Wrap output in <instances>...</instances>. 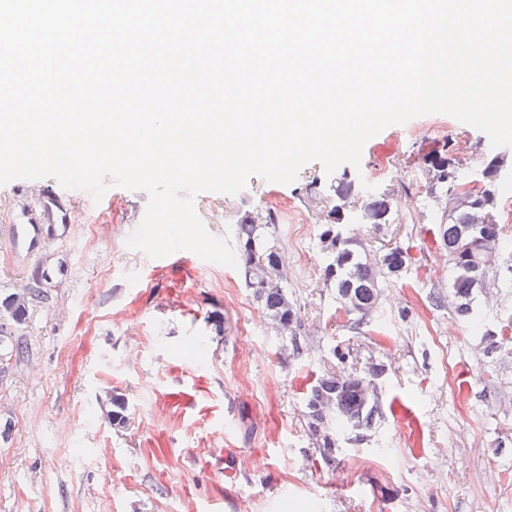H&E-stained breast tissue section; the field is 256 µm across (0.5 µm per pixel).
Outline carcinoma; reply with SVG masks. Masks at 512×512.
<instances>
[{"label":"carcinoma","mask_w":512,"mask_h":512,"mask_svg":"<svg viewBox=\"0 0 512 512\" xmlns=\"http://www.w3.org/2000/svg\"><path fill=\"white\" fill-rule=\"evenodd\" d=\"M424 204L439 212L438 242L448 254L449 297L456 313L472 329L481 332L486 317L475 306L479 288L476 282L491 283L496 289L512 288L509 276L489 281L500 257L512 253V238L504 233L496 214L498 189L490 188L482 198L456 191V184L469 179L465 148L449 139L442 150L423 158ZM310 204L321 213L323 230L319 235L324 254L326 282L336 289L340 307L356 318L359 325L379 316L383 284L401 281L412 265L409 248L394 245L377 257L366 253L357 240L343 234L340 224L331 220L341 207H360L366 224H389L396 211L393 196L379 188L368 191L362 181L348 171L336 175L329 184L316 181L308 187ZM275 218L259 209L241 213L234 231L237 264L243 271L271 327L278 336L296 339L301 320L294 300L288 297L286 257L270 245ZM39 292L25 288L0 297V315L21 325L30 304ZM384 365L369 363L361 371L324 374L309 387L305 397L306 416L312 435L320 440L323 461H336L339 436L352 430L363 438L380 419L379 387L370 384L382 378Z\"/></svg>","instance_id":"1"}]
</instances>
